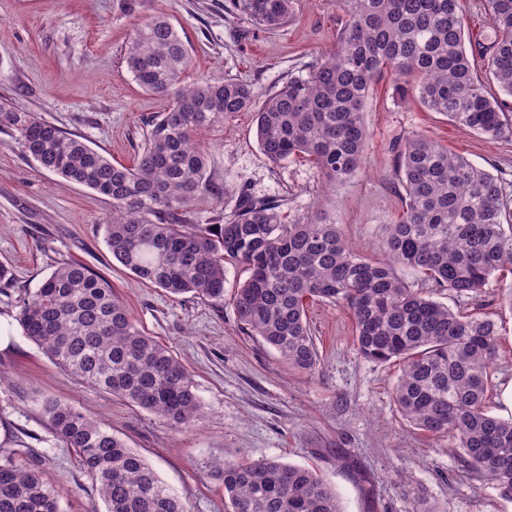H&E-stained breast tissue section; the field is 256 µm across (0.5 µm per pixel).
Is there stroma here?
I'll list each match as a JSON object with an SVG mask.
<instances>
[{
  "mask_svg": "<svg viewBox=\"0 0 512 512\" xmlns=\"http://www.w3.org/2000/svg\"><path fill=\"white\" fill-rule=\"evenodd\" d=\"M160 14L189 44L184 84L235 79L251 85L260 102L288 75H306L308 64L333 48L343 22L336 0H293L288 22L274 31L225 12L224 0H0V103L38 113L112 163L133 166L170 99L138 85L124 52L133 31ZM365 122L362 168L329 193L308 157L268 162L253 112L226 117L206 137L207 174L224 197L199 203L197 222L233 215L244 190L279 201L287 224L322 211L355 253L377 257L402 213L391 147L412 133L497 175L512 196V138L489 141L458 130L420 102L400 100L391 77L371 91ZM111 211L105 197L40 168L0 126V262L14 273L0 284V318L14 321L19 294L60 263H82L109 279L139 327L186 364L202 404L197 422L173 429L59 367L14 329L0 348V453L40 469L60 494L61 512H103L104 505L76 451L52 433L43 412L49 399L112 430L190 512H227L224 487L207 469L215 458L315 469L344 512H406L415 492L436 512H512V502L468 473L447 443L402 419L392 400L400 368L358 354L347 308L310 303L320 363L310 374L293 370L241 328L231 298L247 277L242 268L226 267L223 304L169 296L113 259L103 230Z\"/></svg>",
  "mask_w": 512,
  "mask_h": 512,
  "instance_id": "stroma-1",
  "label": "stroma"
}]
</instances>
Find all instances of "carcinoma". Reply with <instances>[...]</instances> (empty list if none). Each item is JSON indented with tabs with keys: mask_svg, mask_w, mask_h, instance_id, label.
I'll return each instance as SVG.
<instances>
[{
	"mask_svg": "<svg viewBox=\"0 0 512 512\" xmlns=\"http://www.w3.org/2000/svg\"><path fill=\"white\" fill-rule=\"evenodd\" d=\"M483 2L488 32L469 50L458 0H337L344 24L335 47L307 77L283 81L255 112L262 154L273 164L304 155L326 185L346 183L365 160L364 103L388 71L400 96L487 140L512 138V0ZM291 5L227 0L224 10L270 30L286 24ZM125 59L143 90L171 98L134 166L113 164L32 112L0 109V126L42 169L112 201L106 245L140 280L221 304L226 266L247 271L232 299L236 318L292 369L310 374L318 364L307 303L347 306L361 356L400 366L392 398L402 417L449 441L467 471L512 502V417L489 406L504 320L456 313L398 274L411 271L466 298L512 274V204L502 179L436 140L397 139L404 207L388 225L378 260L354 253L321 212L285 224L278 202L245 191L231 218L197 224L199 199L223 197L206 175L204 135L250 109L253 91L229 79L181 84L188 48L165 17L135 30ZM16 307L24 335L83 381L174 429L199 419L188 369L140 329L105 277L64 262ZM43 410L94 479L105 512H189L112 431L61 400L46 401ZM208 467L224 485L230 512H342L335 489L313 469L277 459H215ZM58 497L39 470L0 460V512H60Z\"/></svg>",
	"mask_w": 512,
	"mask_h": 512,
	"instance_id": "cac0c4a2",
	"label": "carcinoma"
}]
</instances>
